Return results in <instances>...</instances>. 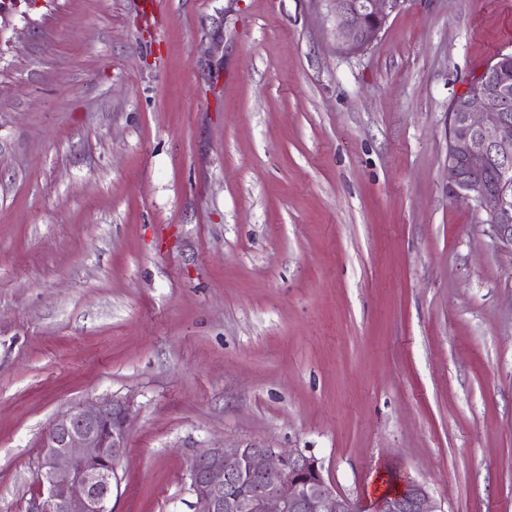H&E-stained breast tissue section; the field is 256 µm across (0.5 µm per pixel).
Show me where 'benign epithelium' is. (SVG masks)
Returning a JSON list of instances; mask_svg holds the SVG:
<instances>
[{
	"instance_id": "obj_1",
	"label": "benign epithelium",
	"mask_w": 512,
	"mask_h": 512,
	"mask_svg": "<svg viewBox=\"0 0 512 512\" xmlns=\"http://www.w3.org/2000/svg\"><path fill=\"white\" fill-rule=\"evenodd\" d=\"M322 2L336 45L356 54L379 38L404 0ZM448 194L473 202L512 246V51L495 55L450 103ZM129 414V402L107 399L57 416L42 437L41 489L31 512H112ZM188 479L191 512H362L323 476L316 457L298 449L208 448L191 460ZM374 512L445 510L424 483L409 480L379 497Z\"/></svg>"
}]
</instances>
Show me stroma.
Masks as SVG:
<instances>
[{
	"instance_id": "stroma-1",
	"label": "stroma",
	"mask_w": 512,
	"mask_h": 512,
	"mask_svg": "<svg viewBox=\"0 0 512 512\" xmlns=\"http://www.w3.org/2000/svg\"><path fill=\"white\" fill-rule=\"evenodd\" d=\"M22 0L0 34V512L129 400L112 512H190L208 448L314 454L371 505L512 512V251L448 194V106L512 0ZM336 45L349 54L366 50L404 0H322ZM374 512H445V510L423 482L409 480L400 490L379 497L375 501Z\"/></svg>"
}]
</instances>
